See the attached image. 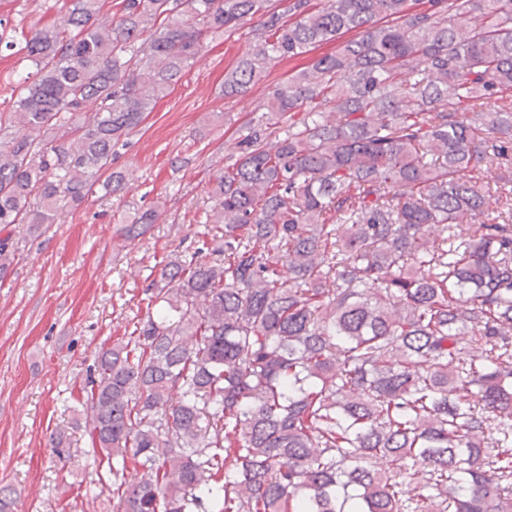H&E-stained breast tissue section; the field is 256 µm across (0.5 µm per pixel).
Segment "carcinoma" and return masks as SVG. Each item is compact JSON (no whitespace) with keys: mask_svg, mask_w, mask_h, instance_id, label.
<instances>
[{"mask_svg":"<svg viewBox=\"0 0 512 512\" xmlns=\"http://www.w3.org/2000/svg\"><path fill=\"white\" fill-rule=\"evenodd\" d=\"M116 6L107 24L101 0H63L20 32L33 71L0 109V232L123 192L120 150L203 34L256 16L268 33L226 99L306 63L213 173L211 236L170 252L138 335L95 354L113 512H512V111L475 106L512 94V0ZM473 170L499 173L506 208L486 213ZM17 253L0 239L1 279ZM72 442L50 436L61 461Z\"/></svg>","mask_w":512,"mask_h":512,"instance_id":"1","label":"carcinoma"}]
</instances>
